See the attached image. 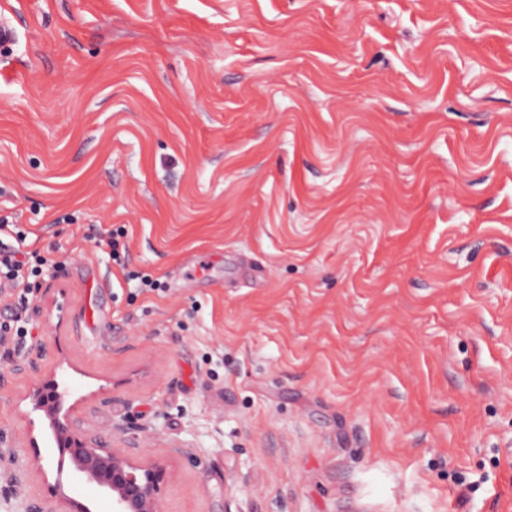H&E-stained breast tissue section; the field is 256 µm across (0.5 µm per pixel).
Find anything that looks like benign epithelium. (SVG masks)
<instances>
[{
    "label": "benign epithelium",
    "instance_id": "obj_1",
    "mask_svg": "<svg viewBox=\"0 0 512 512\" xmlns=\"http://www.w3.org/2000/svg\"><path fill=\"white\" fill-rule=\"evenodd\" d=\"M72 395L65 371L39 384L33 393V410L53 415L58 452L57 473L65 461L73 465L71 479L92 482L112 500V512H161L160 491L165 469L159 462H137L91 438L76 436L64 403Z\"/></svg>",
    "mask_w": 512,
    "mask_h": 512
}]
</instances>
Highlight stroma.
<instances>
[{
  "label": "stroma",
  "mask_w": 512,
  "mask_h": 512,
  "mask_svg": "<svg viewBox=\"0 0 512 512\" xmlns=\"http://www.w3.org/2000/svg\"><path fill=\"white\" fill-rule=\"evenodd\" d=\"M1 26L0 218L56 266L0 340V512H112L53 477L60 367L163 512H512V0Z\"/></svg>",
  "instance_id": "1"
}]
</instances>
